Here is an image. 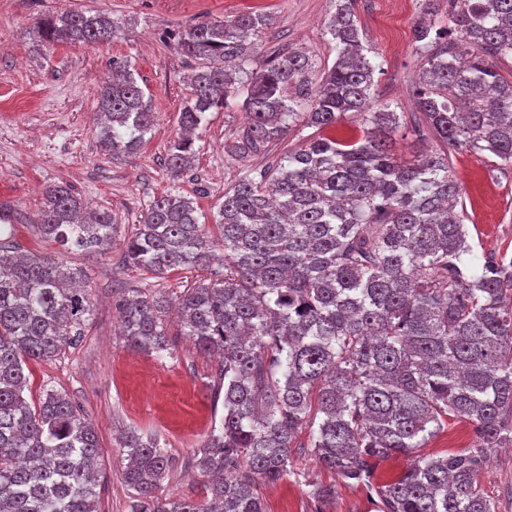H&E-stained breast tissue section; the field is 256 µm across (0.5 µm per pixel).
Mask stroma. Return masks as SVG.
<instances>
[{"label": "stroma", "instance_id": "stroma-1", "mask_svg": "<svg viewBox=\"0 0 512 512\" xmlns=\"http://www.w3.org/2000/svg\"><path fill=\"white\" fill-rule=\"evenodd\" d=\"M87 9L108 14L117 25L95 44L40 43L33 35L39 18L57 11ZM270 14L272 27L256 41L251 55L265 60L274 51L302 48L318 71L336 61L326 29L333 0H0V202L10 204L17 222L0 243L27 255L50 256L81 267L91 316L76 346L52 361L27 360L29 402L54 387L64 392L96 427L100 454V512H129L133 492L123 479L117 433L132 430L157 440L171 458L160 493L165 497H206L207 476L197 454L224 415L221 363L188 337L177 336L169 353L156 356L130 348L119 333L114 302L132 288L163 292L175 299L208 268H185L157 278L125 258L127 240L142 223L147 203L172 185L196 200L208 236H217L213 216L225 187L243 165L259 169L284 151L300 146L316 131L293 127L267 155L249 163L224 154V135L247 122L240 102L207 112L194 136L195 161L173 182L165 156L180 129V112L191 96L189 59L164 47V32L224 19L240 12ZM363 43L381 72L375 77L377 103L398 112L417 109L415 87L425 67L413 31L422 16L421 0H357ZM131 64L156 116L152 135L138 154L114 158L100 146L95 123L98 93L113 61ZM451 172L464 188V209L476 253L512 245V170L500 172L493 156L458 150ZM66 182L92 207L116 219L105 253L75 255L44 239L34 225L42 192ZM471 430L459 420L428 440L424 448L395 453L379 462L384 482L405 473L417 457L459 452L470 445ZM332 485L335 496L322 507L310 499L313 484ZM267 512H379L377 498L361 484L345 482L293 450L283 478L261 485Z\"/></svg>", "mask_w": 512, "mask_h": 512}]
</instances>
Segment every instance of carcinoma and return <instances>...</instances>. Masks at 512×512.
I'll return each mask as SVG.
<instances>
[{"instance_id":"1","label":"carcinoma","mask_w":512,"mask_h":512,"mask_svg":"<svg viewBox=\"0 0 512 512\" xmlns=\"http://www.w3.org/2000/svg\"><path fill=\"white\" fill-rule=\"evenodd\" d=\"M440 2L422 0L414 28L427 68L411 121L388 104L369 108L381 65L365 53L356 0H336L327 23L336 62L316 83L314 59L299 50L245 69L252 38L272 25L267 14L170 36L198 61L167 150L173 181L192 166L205 113L241 96L249 123L224 141L233 159L265 152L294 126L321 132L345 116L362 135H320L259 172L244 169L224 190L215 240L179 188L149 202L128 241L130 263L165 275L207 267L215 248L224 251V270L177 299L182 335L223 359L224 417L199 450L210 477L202 501L159 496L167 451L121 434L131 512H265L258 487L283 477L293 448L366 482L380 512H499L480 472L489 451L512 447V257L475 253L448 150L512 167V79L495 65L512 57V0H448L446 12ZM113 30L108 16L85 10L34 25L49 44L96 43ZM450 31L473 51H454ZM112 70L98 138L108 155L134 156L154 112L129 65ZM426 126L444 150L395 153L400 129L419 136ZM36 226L73 252L100 253L112 241V213L65 183L46 187ZM83 277L75 265L0 245V512H99L93 424L52 386L36 403L24 396L26 361L51 360L82 337L91 312ZM114 307L127 345L170 350L160 294L137 290ZM450 418L471 426L475 447L372 484L379 459L423 447Z\"/></svg>"}]
</instances>
